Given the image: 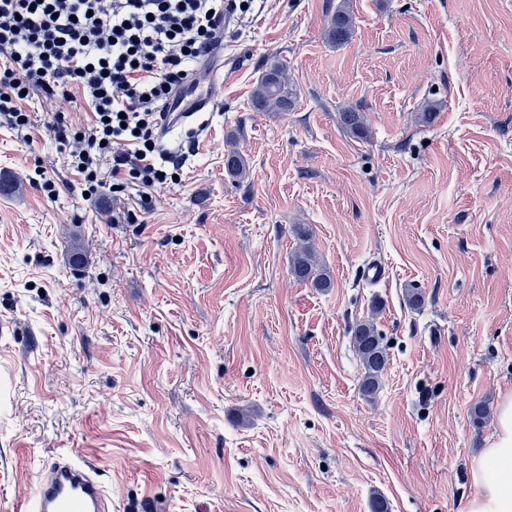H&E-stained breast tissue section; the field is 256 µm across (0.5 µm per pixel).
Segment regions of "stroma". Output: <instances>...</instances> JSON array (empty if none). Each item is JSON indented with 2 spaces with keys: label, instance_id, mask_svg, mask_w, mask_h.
<instances>
[{
  "label": "stroma",
  "instance_id": "stroma-1",
  "mask_svg": "<svg viewBox=\"0 0 512 512\" xmlns=\"http://www.w3.org/2000/svg\"><path fill=\"white\" fill-rule=\"evenodd\" d=\"M338 2L255 0L231 24L220 107L163 140L186 162L139 223L135 190L84 196L48 128L59 102L33 97L30 139L0 128V512L55 455L98 467L112 512H461L477 494L512 393V0H353L341 47ZM277 59L294 108L253 111ZM295 224L327 291L290 273ZM372 260L385 283L362 280ZM369 318L389 355L371 401L350 335ZM355 22L350 0H342L336 7L330 26L327 30V38L337 47L347 44L353 37ZM340 124L344 131L358 139H363L368 133L366 116L358 109L347 108L339 114Z\"/></svg>",
  "mask_w": 512,
  "mask_h": 512
}]
</instances>
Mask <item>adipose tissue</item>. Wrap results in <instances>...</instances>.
I'll return each instance as SVG.
<instances>
[{
    "label": "adipose tissue",
    "mask_w": 512,
    "mask_h": 512,
    "mask_svg": "<svg viewBox=\"0 0 512 512\" xmlns=\"http://www.w3.org/2000/svg\"><path fill=\"white\" fill-rule=\"evenodd\" d=\"M481 492L467 500L463 512H512V394L499 401L496 431L473 471Z\"/></svg>",
    "instance_id": "ef3b65f1"
}]
</instances>
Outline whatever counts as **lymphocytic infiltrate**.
I'll use <instances>...</instances> for the list:
<instances>
[{
	"instance_id": "f902f5d3",
	"label": "lymphocytic infiltrate",
	"mask_w": 512,
	"mask_h": 512,
	"mask_svg": "<svg viewBox=\"0 0 512 512\" xmlns=\"http://www.w3.org/2000/svg\"><path fill=\"white\" fill-rule=\"evenodd\" d=\"M253 0H0V126L38 125L25 104L42 93L61 109L50 129L77 140L68 165L86 192H137L149 210L182 160L160 153L164 106L209 53L216 18L244 17ZM83 99L88 120L69 108Z\"/></svg>"
}]
</instances>
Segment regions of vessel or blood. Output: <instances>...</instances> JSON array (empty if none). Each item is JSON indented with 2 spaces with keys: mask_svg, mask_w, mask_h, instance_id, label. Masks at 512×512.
<instances>
[{
  "mask_svg": "<svg viewBox=\"0 0 512 512\" xmlns=\"http://www.w3.org/2000/svg\"><path fill=\"white\" fill-rule=\"evenodd\" d=\"M224 65L223 46L214 47L188 82L166 103L161 137L217 105L216 76ZM23 512H111L112 503L96 468L55 458L40 471L37 487L24 498Z\"/></svg>",
  "mask_w": 512,
  "mask_h": 512,
  "instance_id": "vessel-or-blood-1",
  "label": "vessel or blood"
}]
</instances>
